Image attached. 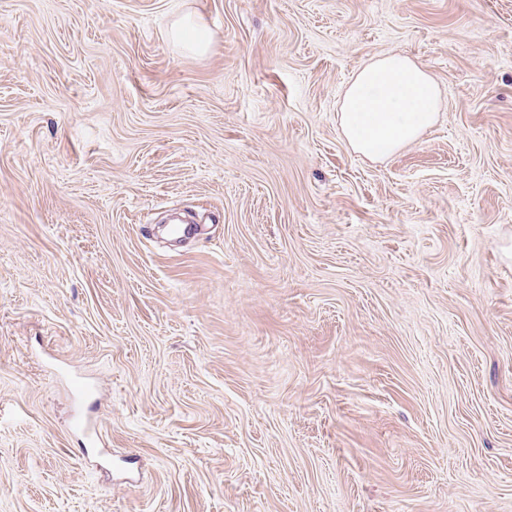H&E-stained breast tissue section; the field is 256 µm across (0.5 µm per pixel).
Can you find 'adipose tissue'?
I'll return each mask as SVG.
<instances>
[{
    "mask_svg": "<svg viewBox=\"0 0 512 512\" xmlns=\"http://www.w3.org/2000/svg\"><path fill=\"white\" fill-rule=\"evenodd\" d=\"M437 84L407 56L387 55L361 68L339 112L340 129L355 152L387 157L437 120Z\"/></svg>",
    "mask_w": 512,
    "mask_h": 512,
    "instance_id": "adipose-tissue-1",
    "label": "adipose tissue"
}]
</instances>
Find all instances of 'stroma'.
I'll list each match as a JSON object with an SVG mask.
<instances>
[{
  "label": "stroma",
  "mask_w": 512,
  "mask_h": 512,
  "mask_svg": "<svg viewBox=\"0 0 512 512\" xmlns=\"http://www.w3.org/2000/svg\"><path fill=\"white\" fill-rule=\"evenodd\" d=\"M0 512H512V0H0ZM437 84L401 54L369 62L353 77L339 112L340 130L355 152L385 158L437 120Z\"/></svg>",
  "instance_id": "35a3bbf8"
}]
</instances>
